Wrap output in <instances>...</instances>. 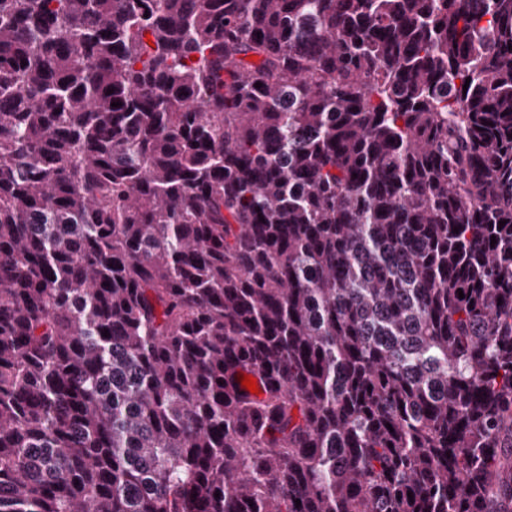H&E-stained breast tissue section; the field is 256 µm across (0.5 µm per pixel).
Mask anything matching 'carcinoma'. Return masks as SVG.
<instances>
[{"mask_svg":"<svg viewBox=\"0 0 512 512\" xmlns=\"http://www.w3.org/2000/svg\"><path fill=\"white\" fill-rule=\"evenodd\" d=\"M507 503L512 0H0V512Z\"/></svg>","mask_w":512,"mask_h":512,"instance_id":"obj_1","label":"carcinoma"}]
</instances>
